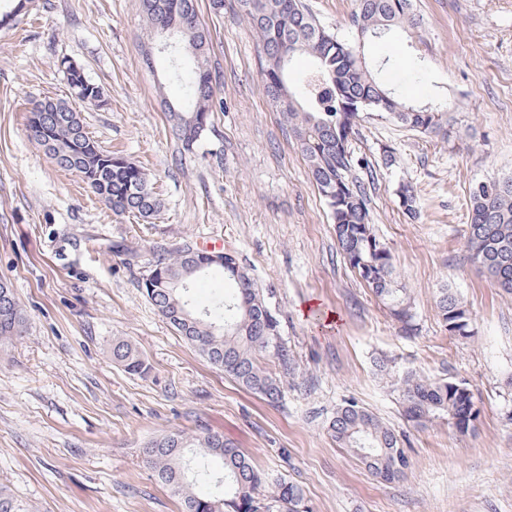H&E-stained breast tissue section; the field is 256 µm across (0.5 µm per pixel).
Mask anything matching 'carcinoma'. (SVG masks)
I'll return each instance as SVG.
<instances>
[{
	"label": "carcinoma",
	"mask_w": 512,
	"mask_h": 512,
	"mask_svg": "<svg viewBox=\"0 0 512 512\" xmlns=\"http://www.w3.org/2000/svg\"><path fill=\"white\" fill-rule=\"evenodd\" d=\"M244 10L258 34L263 53L262 87L281 109L304 157L319 194L334 224L344 259L372 295L401 324L404 334L416 333L414 314L406 288L397 279L392 256L376 237L369 222L364 188L357 185L349 140L363 112H376L431 137L448 140L454 124L448 99L436 97L424 104L404 99L399 89L381 82L367 62L364 48L373 38L394 27H421L413 0H355L351 38L348 42L324 27L309 13L302 0H247ZM198 0H141L151 28L185 21L187 39L193 41L197 64L191 70L188 89L195 100L191 112H168L185 147L192 146L207 126L214 98L211 72L206 67L208 31L198 18ZM296 54L312 57L313 67L291 87L290 62ZM61 66L75 98L86 108H100L101 89L90 82L81 67L69 59ZM28 132L58 168L77 173L84 183L117 216L147 218L160 207L144 169L119 154L100 148L86 132L80 114L67 104L51 99L32 102ZM405 213L418 214L415 189L399 187ZM470 224L465 235L470 259L512 295V177L478 182L470 192ZM208 260L194 258L180 247L152 265L150 281L141 288L156 308L199 353L241 386L270 401L278 400L291 374L292 358L280 336L279 321L266 298L240 264L227 258L206 272L219 273L230 291L214 298L201 311L193 308L188 286L199 273L194 265ZM437 309L448 334L473 336L469 310L448 288L440 292ZM24 318L13 288L0 282V347L21 335ZM269 357L279 372H271L261 359ZM112 359L131 375L145 376L149 366L126 340H112ZM405 419L422 428L442 419L460 435L476 429L480 412L467 386L454 380H432L415 372L398 381ZM335 441L351 449L376 476L392 480L404 473L408 457L395 432L373 413L349 401L337 409L330 422ZM147 463L157 478L181 496L184 512H301L300 488L285 479L268 494L267 483L251 458L224 436L201 431L161 434L146 445ZM207 482L222 488V497L195 492ZM0 512H27L7 488L0 486Z\"/></svg>",
	"instance_id": "cac0c4a2"
}]
</instances>
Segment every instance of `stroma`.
I'll list each match as a JSON object with an SVG mask.
<instances>
[{
	"label": "stroma",
	"instance_id": "1",
	"mask_svg": "<svg viewBox=\"0 0 512 512\" xmlns=\"http://www.w3.org/2000/svg\"><path fill=\"white\" fill-rule=\"evenodd\" d=\"M339 38L355 0H303ZM423 19L365 47L383 81L422 103L444 94L470 138L441 143L363 115L350 148L377 238L391 252L418 332L403 335L344 262L330 211L281 112L262 89V58L236 0H199L215 89L208 124L185 149L168 109L192 101L172 57L144 54L139 0H30L0 24V280L12 285L22 336L0 349V485L28 512H182L143 449L168 432L222 433L270 480L296 484L304 512H512V296L467 258L472 187L512 177V0H414ZM76 62L105 104L82 109L103 150L148 173L161 202L119 217L29 138L30 102L71 101L61 59ZM393 166H384V150ZM411 183L420 216L398 197ZM139 256L127 260L117 245ZM194 243L235 252L263 288L294 362L269 403L210 364L141 287L154 260ZM457 290L474 335H448L435 302ZM150 367L129 375L112 341ZM398 371L465 383L481 416L461 437L414 427L377 358ZM355 401L393 429L402 478L375 477L328 427Z\"/></svg>",
	"mask_w": 512,
	"mask_h": 512
}]
</instances>
